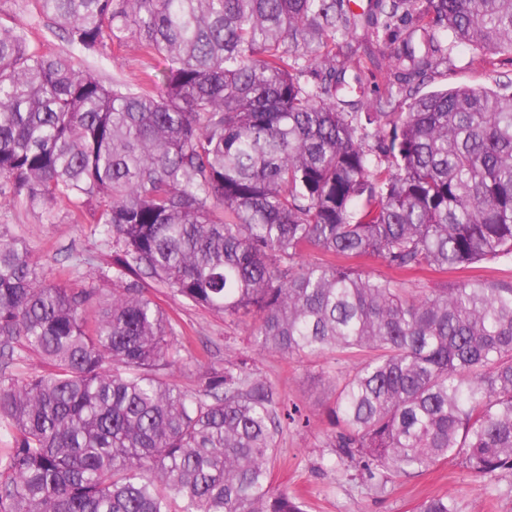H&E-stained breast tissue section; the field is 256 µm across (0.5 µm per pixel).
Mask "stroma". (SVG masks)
Segmentation results:
<instances>
[{
    "instance_id": "35a3bbf8",
    "label": "stroma",
    "mask_w": 512,
    "mask_h": 512,
    "mask_svg": "<svg viewBox=\"0 0 512 512\" xmlns=\"http://www.w3.org/2000/svg\"><path fill=\"white\" fill-rule=\"evenodd\" d=\"M16 23L32 27L44 51L65 50L62 38L38 16L33 0H0V24ZM403 30L399 22L386 30L357 27L347 39L348 51L355 60L365 59L370 53L388 55ZM155 64V59L130 43L112 46L109 59L101 67L104 77L136 82ZM456 86L511 91L512 59L498 56L487 63L472 47L451 45L446 60L433 70L424 87ZM68 210V204H59L49 218L19 203L0 202V224L11 225L28 241L47 280L85 288L90 284L89 268L111 272L112 241L89 221L70 223ZM141 286L192 342L194 360L177 367L172 376L181 389H196L210 368L223 366L225 347L230 344L248 355L288 402L310 413L308 427H291L280 436V451L273 466L275 486L302 496L308 512H412L419 500L443 494L461 497L468 512H512V472L499 473L492 483H480L452 462L437 464L415 478L393 476L386 494L370 491L358 470L341 466L325 446L328 424L323 408L331 398L330 377L335 367L351 369L353 360L345 358L337 365L327 360L302 361L260 349L253 342L249 323L227 322L206 309L191 306L153 279H143Z\"/></svg>"
}]
</instances>
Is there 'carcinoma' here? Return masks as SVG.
Masks as SVG:
<instances>
[{
    "label": "carcinoma",
    "mask_w": 512,
    "mask_h": 512,
    "mask_svg": "<svg viewBox=\"0 0 512 512\" xmlns=\"http://www.w3.org/2000/svg\"><path fill=\"white\" fill-rule=\"evenodd\" d=\"M34 2L70 49L0 25V199L91 210L112 276L48 282L0 224V512H305L272 478L304 409L231 348L202 388L172 383L187 348L142 275L252 317L264 350L360 357L332 378L325 447L374 490L445 461L512 471V282L395 278L512 265V93L415 85L450 40L512 56V0H370L368 27L404 23L398 90L373 98L336 61L345 0ZM127 39L156 72L104 81L98 59ZM364 255L391 274L348 263ZM18 347L49 370L12 378Z\"/></svg>",
    "instance_id": "carcinoma-1"
}]
</instances>
